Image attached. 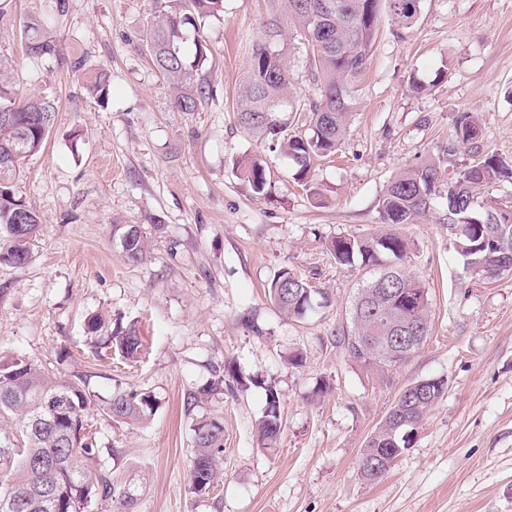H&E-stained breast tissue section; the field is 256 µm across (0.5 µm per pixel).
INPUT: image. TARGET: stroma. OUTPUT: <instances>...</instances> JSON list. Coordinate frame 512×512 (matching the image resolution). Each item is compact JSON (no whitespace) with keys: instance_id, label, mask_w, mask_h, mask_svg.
I'll return each mask as SVG.
<instances>
[{"instance_id":"obj_1","label":"stroma","mask_w":512,"mask_h":512,"mask_svg":"<svg viewBox=\"0 0 512 512\" xmlns=\"http://www.w3.org/2000/svg\"><path fill=\"white\" fill-rule=\"evenodd\" d=\"M17 0L19 18L48 20L70 56L112 72L107 108L53 59L23 55L18 20L0 23V58L20 92L55 99L43 151L14 190L43 220L31 261L0 266V356L22 354L81 375L99 398L129 388L156 394L150 420L91 418L113 482L131 488L136 512H512V271L486 279L467 270L444 220L445 200L398 225L406 265L426 287L431 330L388 374L352 361L344 337L362 267L336 264L335 236L379 230L378 199L404 167L446 155V171L475 152L512 164V0H423L416 26L379 34L355 87L349 132L311 174L314 203L291 160L251 138L235 97L253 46L269 23L287 25L281 0H224L203 35L214 97L202 111L172 109L171 88L141 50L152 0ZM429 83L424 94L411 79ZM477 113L478 150L454 140V119ZM79 142H71L74 130ZM261 157L271 191L254 194L233 157ZM160 216L149 257L128 264L116 224ZM326 291L327 307L299 320L278 310L267 286L281 270ZM250 313L257 329L239 320ZM137 322L141 359L95 354L85 323ZM302 352L301 366L289 353ZM253 384L233 385L198 414L224 419V477L208 496L189 492L192 417L182 401L225 361ZM429 378L445 396L381 479L360 470L362 450L399 393ZM282 401V430L262 448L255 422L266 386Z\"/></svg>"}]
</instances>
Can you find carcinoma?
Here are the masks:
<instances>
[{
	"label": "carcinoma",
	"mask_w": 512,
	"mask_h": 512,
	"mask_svg": "<svg viewBox=\"0 0 512 512\" xmlns=\"http://www.w3.org/2000/svg\"><path fill=\"white\" fill-rule=\"evenodd\" d=\"M289 31L305 42L309 69L319 96L296 100V111L309 113L310 133L302 137L276 127L291 111L292 73L285 53L277 49L282 31L269 25L257 44L249 75L238 89L236 116L249 135L280 150L305 179L311 162L334 153L344 142L354 108L355 85L376 43L380 0H283ZM393 27L410 30L418 22L422 0H385ZM224 16V0H154L143 45L156 70L173 88L172 105L179 112H198L214 97L204 72L212 58L200 29ZM25 53L31 59H56L84 76L86 89L100 106L112 94V72L72 58L47 21L29 17L20 24ZM56 107L46 96L23 95L0 73V265L21 267L32 258L42 223L40 215L15 195L12 178L37 154L52 128ZM455 140L463 145L480 136L478 118L460 113ZM441 158H425L398 173L385 187L378 212L382 226L411 224L447 201L448 235L457 252L477 274L493 278L512 270V208L494 198L481 201L475 189L512 177V165L485 154L448 179ZM236 175L258 195L271 184L263 162L249 154L233 160ZM127 262L141 263L150 241L139 224H115ZM328 249L340 266L360 264L374 271L358 288L351 305L348 356L383 374L408 359L403 346L416 336L421 345L430 331V302L406 310L401 293L425 286L408 271V246L398 233L381 230L365 236H337ZM270 299L282 311L303 319L328 306L327 293L283 270L273 279ZM127 360L139 358L142 337L132 323L119 327L104 342ZM238 380L232 363L206 385L184 394L186 412L224 394L227 380ZM447 391L446 383L405 388L383 423L370 435L361 456V472L369 481L387 473L415 438L427 412ZM159 407L151 391H117L98 402L80 376L63 378L23 355L0 357V512H134L136 499L118 490L102 458L90 417L103 412L118 423L143 422ZM282 428L280 394L266 388V402L256 422L258 442L273 447ZM194 454L190 490L211 494L222 478L224 420L203 416L193 426Z\"/></svg>",
	"instance_id": "1"
}]
</instances>
